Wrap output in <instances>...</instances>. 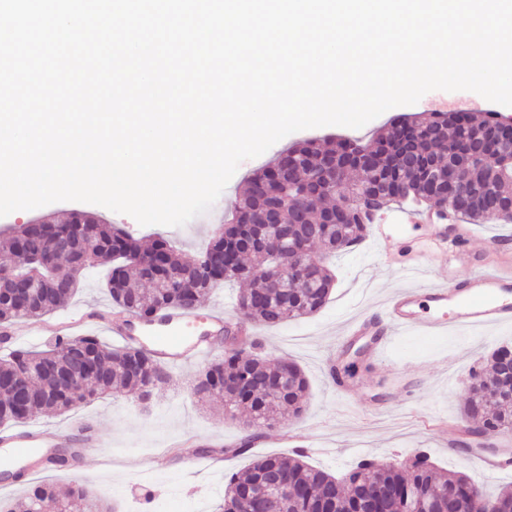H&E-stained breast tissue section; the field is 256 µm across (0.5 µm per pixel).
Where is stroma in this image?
<instances>
[{"label": "stroma", "mask_w": 512, "mask_h": 512, "mask_svg": "<svg viewBox=\"0 0 512 512\" xmlns=\"http://www.w3.org/2000/svg\"><path fill=\"white\" fill-rule=\"evenodd\" d=\"M492 109L512 117V107L493 104L474 92L467 101L460 102L455 93L431 91L409 107L413 113L468 112L478 118ZM339 132L336 126L301 130L278 141L275 150L244 160L213 207L181 227L142 226L126 214L65 201L0 217V228L44 217L63 221L80 210L105 223L122 225L145 242L154 234L164 235L174 242L180 257L188 261L197 256L227 219L243 195L248 178L270 162L276 150L305 138ZM390 232L407 244L406 251L396 255L391 264L379 261L377 246L365 242L329 261L336 283L318 314L274 328L258 327L263 355L274 362L284 358L296 362L308 379L309 396L301 418L263 430L252 451L292 455V448L278 441L280 431L288 430L298 445L307 448V463L340 477L359 458L389 465L422 449L438 468L462 472L480 489L497 491L512 484V474H485L475 463L477 449L447 448L437 425L459 418L468 396L469 369L493 348L512 346V327L482 332L462 330L434 339L400 334L385 358L379 360L366 354L368 368L353 379L355 391L347 397L331 384L325 364L337 361L350 348L349 340L342 336L346 320L361 310L379 307L388 292L405 287L401 268L412 263L417 254L428 257L423 274L427 280L450 273L465 280L486 268L512 274V224L473 225L469 248L475 258L453 268L448 265L447 253L430 252L426 225L396 224ZM103 277L100 270L84 276L78 293L58 310V317L110 307L101 285ZM211 344L209 357L169 366V383L154 390L149 405H140L131 393H111L70 413L33 416L31 425L48 428L80 419L92 424L104 439L101 447L81 449L75 467L45 472L43 480L62 488L83 483L120 504L124 512H216L227 478L244 468L246 461L235 453L243 433L239 422L224 418L221 407L199 400L192 392L197 373L209 361L224 356L223 337L212 338ZM207 450L223 452L221 467H188V459Z\"/></svg>", "instance_id": "1"}]
</instances>
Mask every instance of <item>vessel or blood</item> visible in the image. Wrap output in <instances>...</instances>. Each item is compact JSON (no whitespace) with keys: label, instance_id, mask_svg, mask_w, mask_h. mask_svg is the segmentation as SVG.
Segmentation results:
<instances>
[{"label":"vessel or blood","instance_id":"1","mask_svg":"<svg viewBox=\"0 0 512 512\" xmlns=\"http://www.w3.org/2000/svg\"><path fill=\"white\" fill-rule=\"evenodd\" d=\"M416 213L400 207L389 208L375 217L371 235L388 255L396 247L387 235L393 224H413ZM471 233L466 225H458L455 236L436 232L432 243L447 251L449 263L470 259L467 244ZM387 325L384 334H377L372 316L360 311L345 327L346 337H375L374 351L383 355L394 336L403 332L421 336H442L451 330L495 329L512 326V277L490 271L466 281L436 280L419 287L393 291L381 306ZM96 325L113 330L126 343L144 347L161 362L180 365L209 354V336L224 325L221 311L201 313L198 310H162L150 319L129 318L111 325L107 313H100ZM69 436L57 435L38 428L26 431H0V459L15 467L32 470L37 462L46 460L54 449L69 444Z\"/></svg>","mask_w":512,"mask_h":512}]
</instances>
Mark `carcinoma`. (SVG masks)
<instances>
[{"mask_svg":"<svg viewBox=\"0 0 512 512\" xmlns=\"http://www.w3.org/2000/svg\"><path fill=\"white\" fill-rule=\"evenodd\" d=\"M499 114L487 113L475 122L466 112H431L423 116L402 115L390 121L366 145L358 139L336 137L307 139L284 151L300 167L294 183L283 186L273 178L281 164L277 157L259 169L248 181L246 195L236 203L230 223L219 227L213 238L191 262L181 259L171 243L155 239L149 248L118 225L102 224L91 216L84 223L20 224L3 231L8 255L0 260V324L16 320L39 321L62 307L79 289L80 279L72 274L74 263L82 271L108 267L102 284L112 305L134 316L146 318L163 309H197L203 299L225 283H244L237 295V311L246 320L266 327L290 319L311 316L325 306L335 276L329 266L308 259V253L288 254V263H303L314 270L312 286L279 298L260 275L271 260L268 206L285 200L281 224L293 233L311 235L308 246L318 245L329 257H336L360 245L367 237L373 211L389 203L446 209L466 224L512 223V167L503 171L495 160V128ZM315 151L332 156L344 166L336 189L305 194L304 185L312 173L307 155ZM447 163L455 176L456 190L440 193L430 171ZM345 214L344 223L325 227L330 213ZM93 237L98 248L82 258L80 245ZM245 237L233 271L212 264L209 258L226 242ZM39 261L23 267V256ZM141 255L154 257L144 267ZM36 280L39 291L26 303L11 296L19 275ZM512 349L501 346L486 358V364L471 371L469 396L462 409L466 431L477 436L498 430H512V369L506 359ZM28 373L21 404H16L12 381L16 371ZM78 370L85 379L86 393L77 399L66 389V377ZM236 377L237 394L224 401V417L249 416L245 435L236 452L249 451L253 439L266 428L280 423L285 415L297 417L304 411L309 384L303 370L292 361L271 364L254 354L244 360L231 348L224 358L212 362L195 379L194 394L201 400L224 397V379ZM269 381L260 388L251 378ZM162 363L143 348L110 347L93 336H60L44 350L15 349L0 358V426L17 425L31 417L64 414L91 403L114 390L132 389L139 398L150 399L153 391L167 382ZM279 454L255 457L247 468L233 476L224 488L221 512H231L236 491L242 486L266 481L278 472L292 483L295 494L288 499V512H406L407 498L451 487L461 493L472 485L459 472L437 470L423 450L414 453L407 466H379L362 461L344 477L316 469L304 460ZM56 497V487L33 481L24 502L14 505L0 499V512H40L43 504ZM500 505V512H512V486L485 497ZM66 503L87 512H112V506L95 498L76 482L67 491Z\"/></svg>","mask_w":512,"mask_h":512,"instance_id":"cac0c4a2","label":"carcinoma"}]
</instances>
